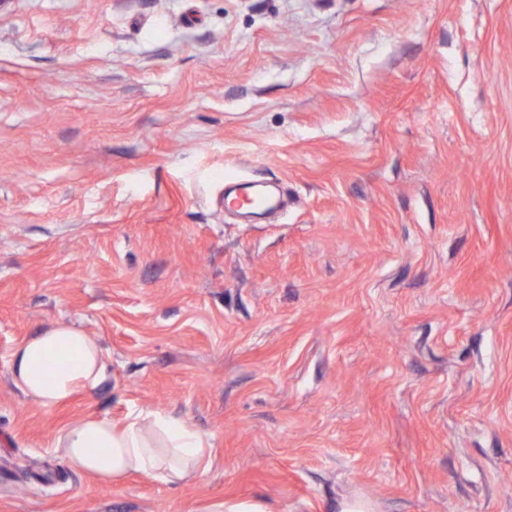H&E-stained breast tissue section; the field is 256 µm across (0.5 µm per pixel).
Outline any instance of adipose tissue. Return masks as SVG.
Masks as SVG:
<instances>
[{
  "mask_svg": "<svg viewBox=\"0 0 512 512\" xmlns=\"http://www.w3.org/2000/svg\"><path fill=\"white\" fill-rule=\"evenodd\" d=\"M106 369L96 340L74 325L55 323L15 346L10 379L25 398L48 407L93 392ZM54 446L73 467L108 485L134 473L178 484L204 471L211 452L208 440L184 420L151 410L120 424L88 417L62 428Z\"/></svg>",
  "mask_w": 512,
  "mask_h": 512,
  "instance_id": "ef3b65f1",
  "label": "adipose tissue"
}]
</instances>
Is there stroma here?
Instances as JSON below:
<instances>
[{
	"label": "stroma",
	"instance_id": "1",
	"mask_svg": "<svg viewBox=\"0 0 512 512\" xmlns=\"http://www.w3.org/2000/svg\"><path fill=\"white\" fill-rule=\"evenodd\" d=\"M108 372L45 407L53 323ZM160 410L177 486L57 432ZM512 512V0H0V512ZM106 369L96 340L74 325L55 323L15 346L10 379L25 398L48 407L93 392ZM54 448L76 469L112 485L128 475L179 484L204 471L209 441L184 420L160 411H140L123 423L90 416L62 428Z\"/></svg>",
	"mask_w": 512,
	"mask_h": 512
}]
</instances>
